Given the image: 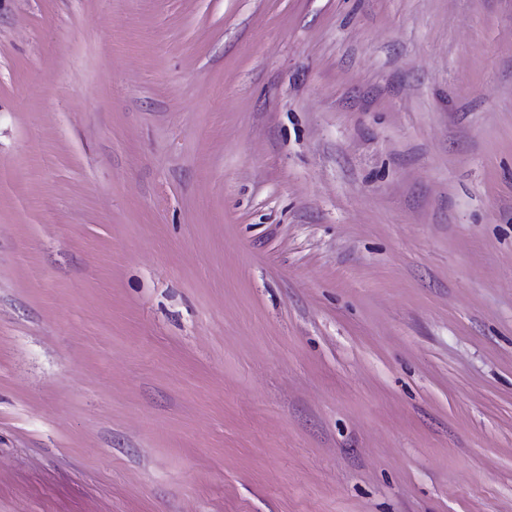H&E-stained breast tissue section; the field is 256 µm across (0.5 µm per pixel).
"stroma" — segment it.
Segmentation results:
<instances>
[{"label":"stroma","instance_id":"1","mask_svg":"<svg viewBox=\"0 0 512 512\" xmlns=\"http://www.w3.org/2000/svg\"><path fill=\"white\" fill-rule=\"evenodd\" d=\"M0 512H512V0H0Z\"/></svg>","mask_w":512,"mask_h":512}]
</instances>
